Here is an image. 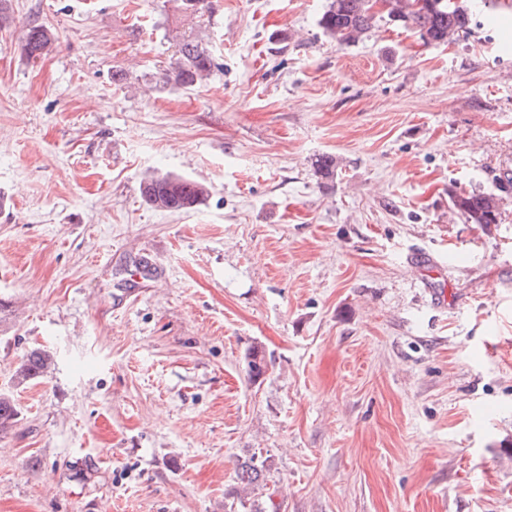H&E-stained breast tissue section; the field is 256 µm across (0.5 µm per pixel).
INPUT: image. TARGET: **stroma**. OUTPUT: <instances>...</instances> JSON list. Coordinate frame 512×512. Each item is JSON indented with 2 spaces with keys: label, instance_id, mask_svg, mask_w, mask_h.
<instances>
[{
  "label": "stroma",
  "instance_id": "obj_1",
  "mask_svg": "<svg viewBox=\"0 0 512 512\" xmlns=\"http://www.w3.org/2000/svg\"><path fill=\"white\" fill-rule=\"evenodd\" d=\"M10 3L0 512H225L258 448L281 512H512V193L494 224L449 206L512 170V0L439 45L381 13L350 47L327 0ZM33 22L59 36L36 60ZM187 37L216 68L175 90ZM151 173L210 196L155 210ZM50 365L51 357L48 353L41 350H32L22 357L15 371V378L19 383L43 378L47 374ZM19 414L20 411L12 395L0 392V435L17 425Z\"/></svg>",
  "mask_w": 512,
  "mask_h": 512
}]
</instances>
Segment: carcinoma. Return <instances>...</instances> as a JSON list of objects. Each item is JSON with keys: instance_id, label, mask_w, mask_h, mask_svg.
Listing matches in <instances>:
<instances>
[{"instance_id": "cac0c4a2", "label": "carcinoma", "mask_w": 512, "mask_h": 512, "mask_svg": "<svg viewBox=\"0 0 512 512\" xmlns=\"http://www.w3.org/2000/svg\"><path fill=\"white\" fill-rule=\"evenodd\" d=\"M384 9L389 20L419 34L425 44H441L466 31L470 12L463 0H385ZM376 21L372 0H328L319 19L325 35L340 46L362 40ZM57 43L53 27L31 23L22 38V51L28 58L48 54ZM216 67L206 47L193 39L180 43L178 57L171 70L164 75L165 82L176 89L196 87L208 80ZM316 174L331 181L336 178V158L322 155L314 162ZM495 190L490 192H462L450 196V207L466 216L472 224H495L498 220L500 194L512 191V172H503L494 179ZM142 200L161 211H189L205 203L209 188L196 180L180 175H149L140 183ZM51 365V357L41 350H32L21 359L15 371L19 382L44 377ZM269 363L262 351L254 348L249 353V375L257 380L268 371ZM20 411L12 395L0 392V435L12 430L18 423ZM271 456L258 450L239 461L236 479L238 487L229 497L250 512H280L272 495H267V506L259 508L250 501V495H261L266 490L265 478L271 467Z\"/></svg>"}]
</instances>
